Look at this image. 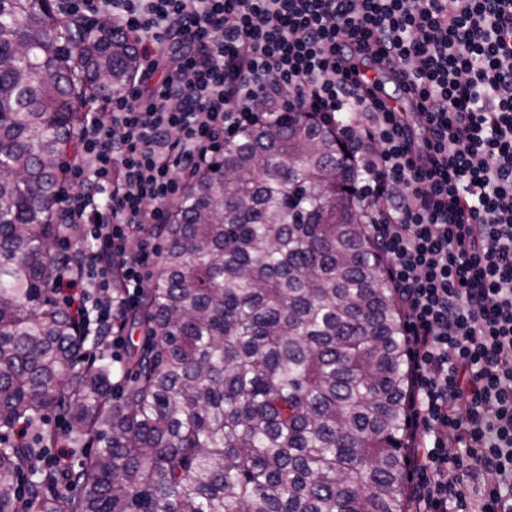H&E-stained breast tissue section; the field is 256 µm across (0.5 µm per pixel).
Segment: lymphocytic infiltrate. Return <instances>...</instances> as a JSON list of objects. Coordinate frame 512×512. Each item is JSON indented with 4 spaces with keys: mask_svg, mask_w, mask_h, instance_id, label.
<instances>
[{
    "mask_svg": "<svg viewBox=\"0 0 512 512\" xmlns=\"http://www.w3.org/2000/svg\"><path fill=\"white\" fill-rule=\"evenodd\" d=\"M131 37V86L90 112L60 199L78 253L56 290L108 326L153 227L227 136L294 104L336 121L405 315L415 512H512V0H64ZM395 63L414 138L366 71ZM124 287L114 291L112 264Z\"/></svg>",
    "mask_w": 512,
    "mask_h": 512,
    "instance_id": "1",
    "label": "lymphocytic infiltrate"
}]
</instances>
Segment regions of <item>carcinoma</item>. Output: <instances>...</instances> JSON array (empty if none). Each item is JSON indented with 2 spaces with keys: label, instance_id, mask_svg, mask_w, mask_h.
<instances>
[{
  "label": "carcinoma",
  "instance_id": "obj_1",
  "mask_svg": "<svg viewBox=\"0 0 512 512\" xmlns=\"http://www.w3.org/2000/svg\"><path fill=\"white\" fill-rule=\"evenodd\" d=\"M62 0H0V512H408L405 325L353 150L312 112L224 143L159 225L124 385L54 299L57 205L84 105L124 91L130 42ZM69 422L83 470L42 461ZM24 442L4 435L17 426Z\"/></svg>",
  "mask_w": 512,
  "mask_h": 512
}]
</instances>
